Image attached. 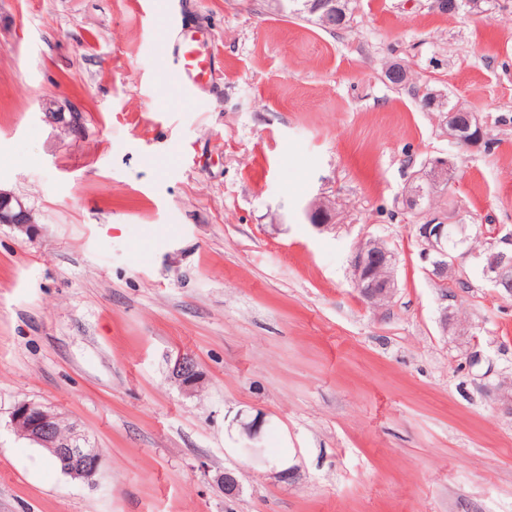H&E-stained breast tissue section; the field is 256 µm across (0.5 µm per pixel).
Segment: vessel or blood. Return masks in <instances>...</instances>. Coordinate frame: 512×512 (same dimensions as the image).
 I'll list each match as a JSON object with an SVG mask.
<instances>
[{
  "label": "vessel or blood",
  "mask_w": 512,
  "mask_h": 512,
  "mask_svg": "<svg viewBox=\"0 0 512 512\" xmlns=\"http://www.w3.org/2000/svg\"><path fill=\"white\" fill-rule=\"evenodd\" d=\"M173 41L172 79L180 90L191 92L212 86L216 82L214 54L202 41L198 28L169 20Z\"/></svg>",
  "instance_id": "1"
}]
</instances>
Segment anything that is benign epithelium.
I'll list each match as a JSON object with an SVG mask.
<instances>
[{
	"label": "benign epithelium",
	"mask_w": 512,
	"mask_h": 512,
	"mask_svg": "<svg viewBox=\"0 0 512 512\" xmlns=\"http://www.w3.org/2000/svg\"><path fill=\"white\" fill-rule=\"evenodd\" d=\"M308 12L315 15L319 25L329 27L336 18L346 13L344 0H312ZM46 116L62 125L67 134L75 139L82 136L84 126L79 112L65 114L48 112ZM486 123L473 112L451 110L442 113V132L452 143L467 148H476L484 142ZM453 163L437 159L428 171L411 182L403 195L405 210L419 214L421 223L416 225V239L422 247V256L430 262L431 275L448 283V268L457 264V252L467 238H458L449 245L454 230L449 216L431 208L417 211L412 205L419 187L431 183L437 187L448 181ZM33 223L30 210L17 196L0 190V224L26 228ZM483 277L494 287H501L512 275V234L497 241H490L486 249L477 254ZM396 254L383 241L367 238L361 241L350 258L355 286L360 296L371 306L379 307L390 301L398 288L394 277ZM172 377L187 388L198 384L199 372L196 362L190 356H179L172 367ZM63 422L60 413L49 407L23 402L16 405L10 414V425L14 432L30 443L45 450L61 466L63 473L79 480H90L101 467L102 450L90 443L77 425L68 424V433L61 436L59 426Z\"/></svg>",
	"instance_id": "obj_1"
}]
</instances>
